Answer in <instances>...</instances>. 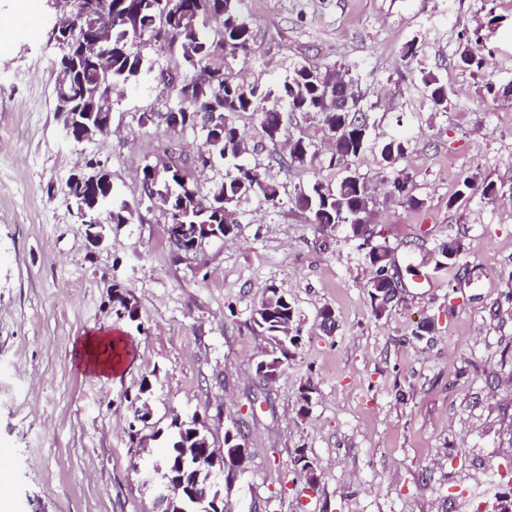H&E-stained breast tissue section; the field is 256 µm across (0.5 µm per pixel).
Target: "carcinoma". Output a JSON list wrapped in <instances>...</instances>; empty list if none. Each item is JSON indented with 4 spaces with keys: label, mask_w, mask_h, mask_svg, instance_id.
I'll return each instance as SVG.
<instances>
[{
    "label": "carcinoma",
    "mask_w": 512,
    "mask_h": 512,
    "mask_svg": "<svg viewBox=\"0 0 512 512\" xmlns=\"http://www.w3.org/2000/svg\"><path fill=\"white\" fill-rule=\"evenodd\" d=\"M110 5L99 15L75 4L70 9V25L66 32L53 35L59 48V70L69 73L68 80L54 86L55 107L65 104L79 112H85L96 126L99 135L110 133L112 112L115 104L110 94L137 83L141 76L155 72L160 77L165 69L148 53V46H132L129 33L138 29L154 35L160 48L178 50L183 69L182 79L171 85V106L145 115L151 123L172 128V113L181 114L179 130L206 129L203 143L195 156V167L201 171L214 168L222 162L228 167L221 185L203 191L194 172L177 163L156 170L151 165L142 169V185L148 188L147 198L169 216V224H218L222 236L231 234L233 224L224 223L225 212H235L243 202L251 199L261 204L275 206L280 202L279 184L268 177L267 168L258 156L265 143L277 145L282 140L293 141L288 157L278 159L285 169L305 168L317 158L313 142L295 136L282 125L279 133L272 131L279 114L303 112L320 122L331 141L329 165L341 166L348 159L362 154L369 145L368 123L361 110V96L352 69L336 67L332 72L350 84V109L340 112L330 105L329 95L320 77L326 71L314 68L299 60L288 63V74L279 83L266 85L259 80L245 82L234 73L233 64L238 58H247L255 52L250 26L242 15L240 0H177L181 11L179 20L158 29L159 18L169 0H109ZM96 25L111 32L112 57L108 77L100 74L96 64L85 56L76 57L81 48L84 32ZM460 59L467 68L479 71L483 58L478 47L466 45ZM419 80L432 110L448 109V83L441 74L422 67ZM250 114L257 119L261 130L260 140L244 137L236 123V117ZM381 160L388 166L396 165L404 158L406 147L400 137H392L379 150ZM480 194L487 199L495 194L491 184L480 185L471 175L463 179L460 188L449 200L454 204L465 195ZM68 199L82 227L101 218L108 224H127L136 212V205L113 192L111 207L100 215L85 207V187L74 182L68 188ZM296 199L309 215V222L321 228L344 224L355 230L354 210L373 206L371 189L364 177L349 172L336 185L314 182L298 189ZM369 235L363 244L369 249L363 253V262L370 269L369 297L372 311L378 317L386 312L381 301L375 300L378 289L396 292L394 285H386L384 262L387 246L373 242ZM112 288V306L118 317L131 321L139 319L138 310L129 293L117 282ZM255 330L266 336L272 345L273 356L267 359L264 376L275 378L282 360L291 356V350L301 341L298 315L288 295L271 285L264 289L259 306L252 316ZM169 437L163 466L178 459L185 467L199 475L201 487L210 495L217 494L208 481V462L199 459L197 439L190 423L172 414L166 427Z\"/></svg>",
    "instance_id": "carcinoma-1"
}]
</instances>
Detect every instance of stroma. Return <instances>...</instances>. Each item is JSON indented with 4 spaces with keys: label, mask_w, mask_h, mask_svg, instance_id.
I'll return each instance as SVG.
<instances>
[{
    "label": "stroma",
    "mask_w": 512,
    "mask_h": 512,
    "mask_svg": "<svg viewBox=\"0 0 512 512\" xmlns=\"http://www.w3.org/2000/svg\"><path fill=\"white\" fill-rule=\"evenodd\" d=\"M18 0H0V448L11 451L12 512H154L160 475L135 470L132 405L150 382L152 421L198 415L216 447L226 433L247 448L243 473L221 476L231 512H475L512 489L499 463L512 459V97L485 82L512 83V0H242L256 56L242 78L283 80L288 61L346 64L359 80L370 146L346 168L372 183L375 229L405 284L375 316L367 269L345 227L308 223L296 189L336 183L325 134L309 115L288 128L320 151L307 169L260 159L281 186L277 207L248 204L233 233L185 254L141 191L145 164L165 160V126L143 123L163 90L152 76L127 87L113 134L69 139L52 88L59 50L49 0L22 29ZM478 32L486 65L458 61L462 34ZM416 43L415 71L402 52ZM438 70L451 91L432 110L416 74ZM407 139L399 168L378 147ZM99 161L134 223L91 249L76 224L66 182ZM409 173L417 205L390 193ZM494 183L496 197L456 198L464 177ZM462 246V287L436 272L443 243ZM121 282L139 319L117 318L108 287ZM284 291L302 340L272 380L256 364L269 344L252 314L266 286ZM331 308L339 327L317 321ZM434 331L412 337L418 323ZM127 341L121 366L97 379L78 341ZM313 382L308 408L299 390ZM314 463L308 487L298 449Z\"/></svg>",
    "instance_id": "1"
}]
</instances>
